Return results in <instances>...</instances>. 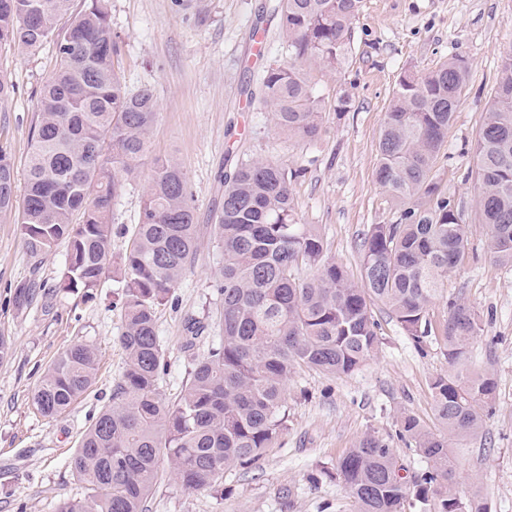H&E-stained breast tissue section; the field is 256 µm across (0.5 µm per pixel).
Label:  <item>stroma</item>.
<instances>
[{
	"mask_svg": "<svg viewBox=\"0 0 512 512\" xmlns=\"http://www.w3.org/2000/svg\"><path fill=\"white\" fill-rule=\"evenodd\" d=\"M279 0H196L194 11L174 0H112V27L123 39L120 63L126 83L151 86L158 118L149 163L170 158L183 168L193 195L196 255L157 314L167 371L159 387L174 398L192 365L217 342L210 323L220 300L210 226L224 191L223 175L237 159L267 157L300 175L291 183L299 223L318 225L327 254L352 280L361 273V242L373 224L396 219L378 184L377 142L401 74L424 73L460 55L469 63L466 89L448 127L438 165L442 186L454 197L460 223L471 225L469 254L448 276L444 299L429 311L435 329L423 346L382 309L379 346L348 376L315 369L288 382V422L256 466L226 472L216 489H185L168 461H160L149 512H357L336 473L338 460L364 436L385 438L408 473L425 463L399 429L407 412L436 428L431 383L448 369L441 337L446 301L470 304L481 332L470 349L469 370L496 380L483 432L450 443L457 459V490L486 512H512V267L489 252L478 222L481 189L472 170L474 149L502 61L512 54V0H363L341 69L316 76L326 102L347 97L345 112L327 111L322 134L297 141L281 134L273 115L253 94L265 66L283 63ZM51 46L26 54L0 45V77L14 86L0 101V151L24 184L31 130L43 81L54 71ZM142 206L140 189H127L113 206L116 225L133 229ZM125 234L112 238V254L126 249ZM66 244L30 257L15 215L0 214V336L10 344L0 360V512H55L60 502L84 496L68 461L81 434L112 397L125 355L121 288L110 274L94 297L59 288ZM207 323L186 345L187 318ZM76 344L93 346L99 369L92 387L66 412L49 420L32 406V392L50 365Z\"/></svg>",
	"mask_w": 512,
	"mask_h": 512,
	"instance_id": "obj_1",
	"label": "stroma"
}]
</instances>
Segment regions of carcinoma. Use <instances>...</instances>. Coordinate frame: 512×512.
<instances>
[{
  "mask_svg": "<svg viewBox=\"0 0 512 512\" xmlns=\"http://www.w3.org/2000/svg\"><path fill=\"white\" fill-rule=\"evenodd\" d=\"M362 3L280 0L289 58L264 70L260 102L282 134L311 140L321 133L326 103L311 71L346 63ZM47 42L55 46L57 66L39 94L18 223L33 258L68 243L59 287L90 297L112 269V204L140 182L158 105L151 87L126 85L110 0H87L76 14L70 0H0L1 44L32 53ZM468 73V62L455 56L400 77L375 172L397 218L364 235L360 286L326 257L316 225L297 222L293 172L283 162L242 158L224 174L211 225L219 344L194 363L172 401L159 390L167 363L156 314L194 258L196 224L186 174L171 160H155L142 185L140 221L118 262L125 368L69 461L87 496L61 502L56 512H147L162 458L194 491L216 488L225 472L257 463L286 428L290 375L302 367L335 376L357 370L378 347L377 307L424 343L429 307L467 256L472 232L459 223L453 197L437 180ZM474 168L490 251L512 265L511 55L479 131ZM15 189L13 164L0 154L1 213L13 209ZM479 333L475 311L448 301L444 344L452 370L431 383L442 432L411 414L399 420L401 434L425 460L421 472L400 474L393 449L374 434L339 459L337 471L357 512H404L410 498L429 512H484L459 496L448 448V439L483 430L495 392L492 374L462 368ZM97 370L94 347L67 349L35 387L34 408L48 419L59 416L93 385Z\"/></svg>",
  "mask_w": 512,
  "mask_h": 512,
  "instance_id": "cac0c4a2",
  "label": "carcinoma"
}]
</instances>
